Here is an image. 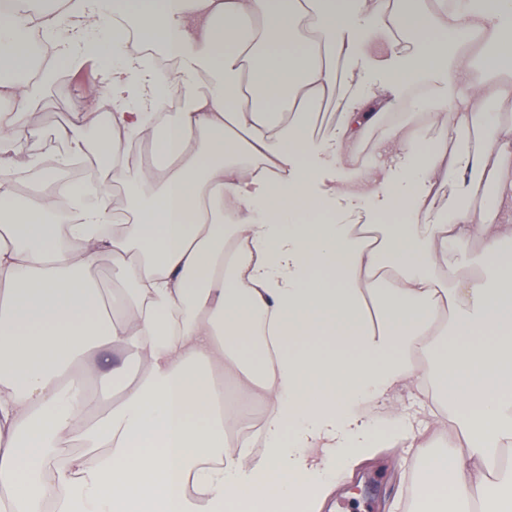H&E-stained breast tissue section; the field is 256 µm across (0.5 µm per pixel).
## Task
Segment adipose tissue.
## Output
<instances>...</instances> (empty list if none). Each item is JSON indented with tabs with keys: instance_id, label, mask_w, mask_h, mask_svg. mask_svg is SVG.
Returning <instances> with one entry per match:
<instances>
[{
	"instance_id": "adipose-tissue-1",
	"label": "adipose tissue",
	"mask_w": 512,
	"mask_h": 512,
	"mask_svg": "<svg viewBox=\"0 0 512 512\" xmlns=\"http://www.w3.org/2000/svg\"><path fill=\"white\" fill-rule=\"evenodd\" d=\"M130 27L174 74L122 51ZM106 52L96 141L60 132L62 163L95 154L106 178L23 191L10 160L42 88ZM414 87L440 128L428 144L397 111ZM329 101L320 143L308 124ZM489 103L512 106V0H0V512H320L384 442L430 447L450 402L479 413L447 425L452 453L428 459L415 498L512 512V468L486 474L512 447V124ZM143 136L152 192L114 197L122 145ZM442 178L491 189V206L439 212ZM381 212L404 221L375 230ZM103 251L127 284L108 300L86 275ZM116 346L141 378L113 366ZM228 370L266 407L232 446ZM71 439L82 452L61 454ZM329 112H317L310 120V132L317 139H326L336 131L337 114L327 107Z\"/></svg>"
}]
</instances>
